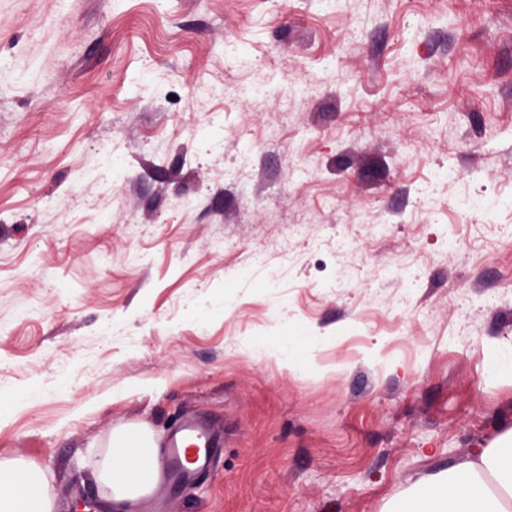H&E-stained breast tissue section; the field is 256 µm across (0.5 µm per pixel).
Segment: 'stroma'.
<instances>
[{"instance_id":"stroma-1","label":"stroma","mask_w":512,"mask_h":512,"mask_svg":"<svg viewBox=\"0 0 512 512\" xmlns=\"http://www.w3.org/2000/svg\"><path fill=\"white\" fill-rule=\"evenodd\" d=\"M511 348L512 0H0V460L55 512L191 412L213 471L127 512H388L512 429ZM265 341L275 349L281 362L291 366H300L304 353L316 345L309 336H267Z\"/></svg>"}]
</instances>
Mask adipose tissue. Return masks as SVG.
Returning <instances> with one entry per match:
<instances>
[{
	"label": "adipose tissue",
	"mask_w": 512,
	"mask_h": 512,
	"mask_svg": "<svg viewBox=\"0 0 512 512\" xmlns=\"http://www.w3.org/2000/svg\"><path fill=\"white\" fill-rule=\"evenodd\" d=\"M157 445L144 426L129 425L112 435L98 467L124 505L149 494L158 484ZM44 475L20 460H0V512H53ZM390 512H512V430L481 452L479 463L458 466L443 478L421 483L396 500Z\"/></svg>",
	"instance_id": "obj_1"
}]
</instances>
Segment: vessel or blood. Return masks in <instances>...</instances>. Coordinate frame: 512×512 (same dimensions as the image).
<instances>
[{
	"label": "vessel or blood",
	"mask_w": 512,
	"mask_h": 512,
	"mask_svg": "<svg viewBox=\"0 0 512 512\" xmlns=\"http://www.w3.org/2000/svg\"><path fill=\"white\" fill-rule=\"evenodd\" d=\"M224 439L222 432L204 421L189 418L168 432L158 459L166 485L194 481L209 473Z\"/></svg>",
	"instance_id": "1"
}]
</instances>
